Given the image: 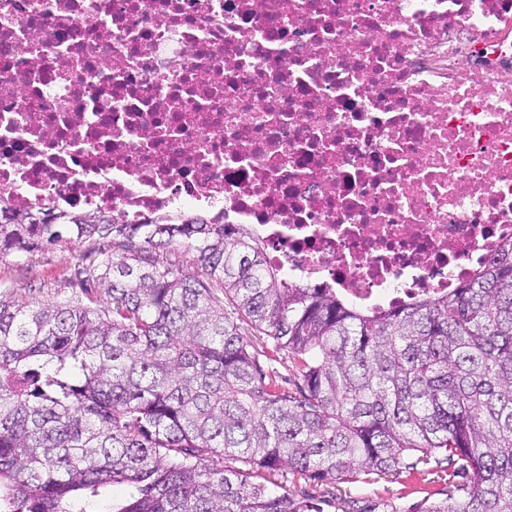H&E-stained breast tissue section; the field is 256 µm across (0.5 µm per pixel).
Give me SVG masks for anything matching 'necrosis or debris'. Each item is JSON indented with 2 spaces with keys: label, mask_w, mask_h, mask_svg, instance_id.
Masks as SVG:
<instances>
[{
  "label": "necrosis or debris",
  "mask_w": 512,
  "mask_h": 512,
  "mask_svg": "<svg viewBox=\"0 0 512 512\" xmlns=\"http://www.w3.org/2000/svg\"><path fill=\"white\" fill-rule=\"evenodd\" d=\"M0 203L443 296L512 243V0H0Z\"/></svg>",
  "instance_id": "obj_1"
}]
</instances>
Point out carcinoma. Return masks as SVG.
<instances>
[{"label":"carcinoma","instance_id":"obj_1","mask_svg":"<svg viewBox=\"0 0 512 512\" xmlns=\"http://www.w3.org/2000/svg\"><path fill=\"white\" fill-rule=\"evenodd\" d=\"M64 238L112 240L81 270L103 297L0 291V512H91L115 484L112 512H323L275 475L369 484L431 462L466 483L421 512H512V243L438 299L370 311L290 286L246 224L0 209V256ZM174 241L196 270L160 258ZM241 334L244 341L250 346L249 349L261 355H266L268 358H278V354L273 350L272 344L265 336H260L259 333L251 329L246 324H241Z\"/></svg>","mask_w":512,"mask_h":512}]
</instances>
